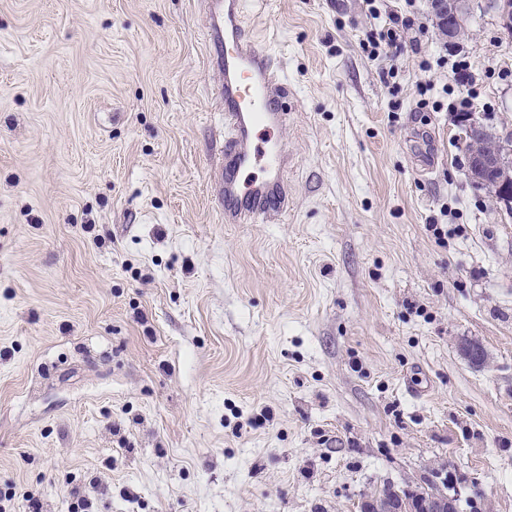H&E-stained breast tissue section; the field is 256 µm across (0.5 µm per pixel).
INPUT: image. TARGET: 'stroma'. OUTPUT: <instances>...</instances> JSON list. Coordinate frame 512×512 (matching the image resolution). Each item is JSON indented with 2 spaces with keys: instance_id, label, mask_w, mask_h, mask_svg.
<instances>
[{
  "instance_id": "1",
  "label": "stroma",
  "mask_w": 512,
  "mask_h": 512,
  "mask_svg": "<svg viewBox=\"0 0 512 512\" xmlns=\"http://www.w3.org/2000/svg\"><path fill=\"white\" fill-rule=\"evenodd\" d=\"M254 2L292 90L282 224L211 194L200 0H0V512H359L433 481L512 512V212L459 139L512 132V31L472 0L451 42L415 0L376 58L399 0ZM410 22V19L403 18L401 13L393 10L388 14V22L381 29L368 33L366 41H363L361 46L369 49L372 56L378 54L377 50L382 45L398 50L402 47L403 33L411 25Z\"/></svg>"
}]
</instances>
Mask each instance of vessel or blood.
Here are the masks:
<instances>
[{"instance_id": "b4317fda", "label": "vessel or blood", "mask_w": 512, "mask_h": 512, "mask_svg": "<svg viewBox=\"0 0 512 512\" xmlns=\"http://www.w3.org/2000/svg\"><path fill=\"white\" fill-rule=\"evenodd\" d=\"M205 45L223 76L224 152L213 193L228 224H278L288 216V83L245 34L242 0H205Z\"/></svg>"}]
</instances>
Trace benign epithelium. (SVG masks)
I'll return each mask as SVG.
<instances>
[{
	"instance_id": "obj_1",
	"label": "benign epithelium",
	"mask_w": 512,
	"mask_h": 512,
	"mask_svg": "<svg viewBox=\"0 0 512 512\" xmlns=\"http://www.w3.org/2000/svg\"><path fill=\"white\" fill-rule=\"evenodd\" d=\"M453 17L442 21V34L454 40L465 33V17L471 10V0H451ZM477 125H465L462 136L463 148L472 170L496 169L502 172V179L488 188L492 198L505 208L512 207V135L490 140L486 135H472ZM450 502L429 489H404L399 497H388L374 492L366 498V512H448Z\"/></svg>"
}]
</instances>
